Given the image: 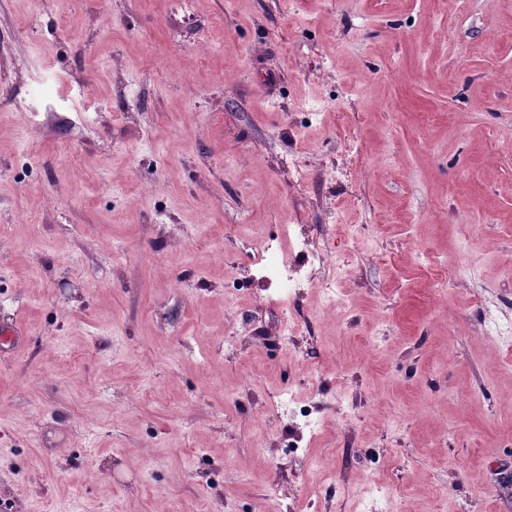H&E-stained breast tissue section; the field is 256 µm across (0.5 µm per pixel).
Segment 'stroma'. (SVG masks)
<instances>
[{"label":"stroma","instance_id":"stroma-1","mask_svg":"<svg viewBox=\"0 0 512 512\" xmlns=\"http://www.w3.org/2000/svg\"><path fill=\"white\" fill-rule=\"evenodd\" d=\"M10 327L5 512H512V0H0Z\"/></svg>","mask_w":512,"mask_h":512}]
</instances>
